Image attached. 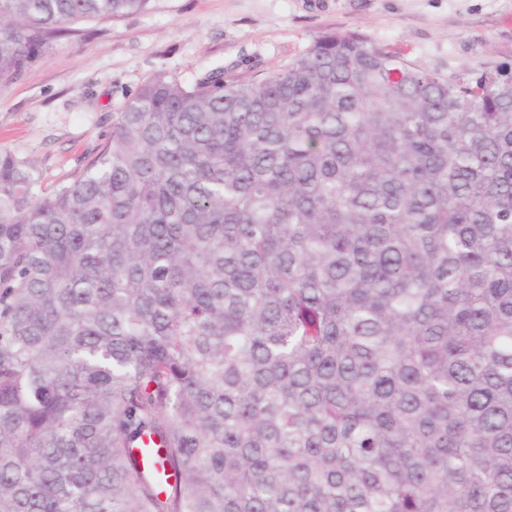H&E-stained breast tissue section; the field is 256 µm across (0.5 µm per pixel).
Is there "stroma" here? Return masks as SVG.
<instances>
[{"label": "stroma", "mask_w": 512, "mask_h": 512, "mask_svg": "<svg viewBox=\"0 0 512 512\" xmlns=\"http://www.w3.org/2000/svg\"><path fill=\"white\" fill-rule=\"evenodd\" d=\"M69 28L0 89V153L29 161L48 192L82 174L113 113L159 73L265 77L336 31L445 73L512 65V0H151L145 12Z\"/></svg>", "instance_id": "stroma-1"}]
</instances>
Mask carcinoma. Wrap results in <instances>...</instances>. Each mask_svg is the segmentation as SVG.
<instances>
[{"mask_svg": "<svg viewBox=\"0 0 512 512\" xmlns=\"http://www.w3.org/2000/svg\"><path fill=\"white\" fill-rule=\"evenodd\" d=\"M150 2L0 0V88ZM0 512H512V73L331 32L0 153Z\"/></svg>", "mask_w": 512, "mask_h": 512, "instance_id": "cac0c4a2", "label": "carcinoma"}]
</instances>
